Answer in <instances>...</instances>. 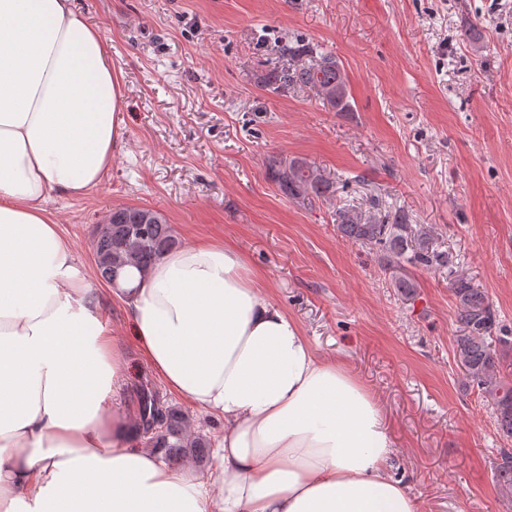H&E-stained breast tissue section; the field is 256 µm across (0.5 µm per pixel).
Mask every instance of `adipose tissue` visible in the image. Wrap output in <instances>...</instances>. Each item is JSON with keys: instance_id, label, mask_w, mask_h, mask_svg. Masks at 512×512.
I'll return each mask as SVG.
<instances>
[{"instance_id": "1", "label": "adipose tissue", "mask_w": 512, "mask_h": 512, "mask_svg": "<svg viewBox=\"0 0 512 512\" xmlns=\"http://www.w3.org/2000/svg\"><path fill=\"white\" fill-rule=\"evenodd\" d=\"M126 107L72 0H0V512H421L377 397L222 243L112 290L167 390L224 421L205 478L140 446L104 295L46 208L102 181Z\"/></svg>"}]
</instances>
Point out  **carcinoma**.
<instances>
[{
    "instance_id": "cac0c4a2",
    "label": "carcinoma",
    "mask_w": 512,
    "mask_h": 512,
    "mask_svg": "<svg viewBox=\"0 0 512 512\" xmlns=\"http://www.w3.org/2000/svg\"><path fill=\"white\" fill-rule=\"evenodd\" d=\"M288 55L306 52L313 60L277 75V87H308L331 106L349 107L347 81L336 59L327 54L314 55L313 50L285 48ZM271 178L283 194L291 198L323 196L329 184L320 172L306 164L273 161ZM112 223L97 228L91 243L100 278L114 283L123 269L135 266L147 272L166 252L175 249L177 238L165 216L151 208L127 206L112 211ZM337 231L348 241L377 248L392 260H404L422 269L449 264L447 254L434 248L429 234L413 228L401 211L366 215L355 209L338 212ZM450 291L458 309L461 334L456 337L457 362L467 379L476 384L483 398L492 406L498 434L512 441V386L505 383L498 369V358L492 342L502 332L496 310L484 291L474 287L467 277L451 280ZM141 434L150 448L165 450L166 459L174 463L190 457L200 466L210 460V442L190 432L188 417L179 409L163 406L149 392L140 403ZM496 480L501 490L512 496V451L501 452L496 467Z\"/></svg>"
}]
</instances>
